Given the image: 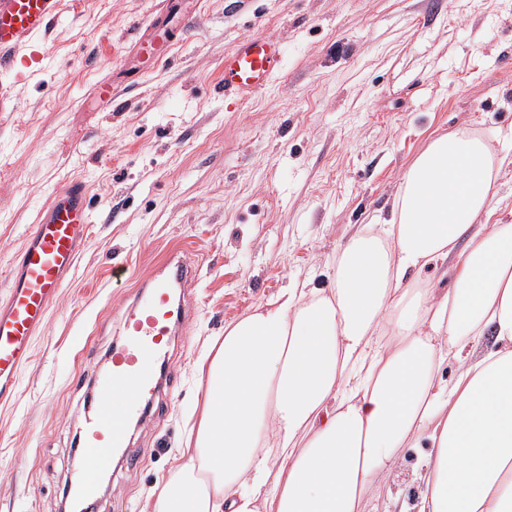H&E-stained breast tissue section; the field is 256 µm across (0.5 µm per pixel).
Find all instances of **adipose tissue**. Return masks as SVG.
I'll return each instance as SVG.
<instances>
[{
  "instance_id": "obj_1",
  "label": "adipose tissue",
  "mask_w": 512,
  "mask_h": 512,
  "mask_svg": "<svg viewBox=\"0 0 512 512\" xmlns=\"http://www.w3.org/2000/svg\"><path fill=\"white\" fill-rule=\"evenodd\" d=\"M496 179L485 140L437 136L330 288L286 289L225 325L151 512H380L377 480L408 448L416 512H512V224L479 221ZM449 261L448 292L414 280Z\"/></svg>"
}]
</instances>
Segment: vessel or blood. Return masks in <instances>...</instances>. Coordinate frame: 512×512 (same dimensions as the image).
I'll list each match as a JSON object with an SVG mask.
<instances>
[{"instance_id": "obj_1", "label": "vessel or blood", "mask_w": 512, "mask_h": 512, "mask_svg": "<svg viewBox=\"0 0 512 512\" xmlns=\"http://www.w3.org/2000/svg\"><path fill=\"white\" fill-rule=\"evenodd\" d=\"M63 0H0V112L8 111L13 80L35 61L32 48L63 12ZM281 43L256 36L224 56L225 94L245 98L262 92L282 65ZM89 188L72 180L55 188L40 208L26 245L9 269L10 288L0 301V401L12 395L19 369L31 358V341L89 240ZM198 269L173 254L153 277L140 281L130 313L123 319L124 340L113 345L109 369L95 380L96 405L85 419L81 448L85 466L71 487L85 503L97 497L100 475L112 468L118 449L128 445V427L141 418L168 366V347L180 310L172 291L193 287ZM138 381L132 397H123L127 377Z\"/></svg>"}]
</instances>
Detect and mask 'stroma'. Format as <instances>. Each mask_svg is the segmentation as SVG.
<instances>
[{
  "label": "stroma",
  "mask_w": 512,
  "mask_h": 512,
  "mask_svg": "<svg viewBox=\"0 0 512 512\" xmlns=\"http://www.w3.org/2000/svg\"><path fill=\"white\" fill-rule=\"evenodd\" d=\"M258 34L283 43L281 69L227 104L224 54ZM38 45L0 112V297L54 187L86 182L91 227L0 404V512H61L94 380L170 252L199 265L187 324L129 434L145 464L112 469L97 512H151L202 416L205 349L282 290L329 287L327 263L388 218L433 137L464 130L503 159L489 221L512 223V0H69ZM415 463L381 478L408 507Z\"/></svg>",
  "instance_id": "35a3bbf8"
}]
</instances>
